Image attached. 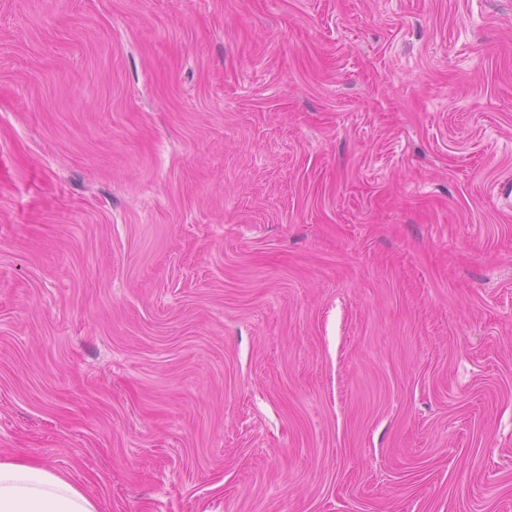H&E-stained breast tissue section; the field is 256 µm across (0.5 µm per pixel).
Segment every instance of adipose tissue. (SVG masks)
I'll use <instances>...</instances> for the list:
<instances>
[{"instance_id": "1", "label": "adipose tissue", "mask_w": 512, "mask_h": 512, "mask_svg": "<svg viewBox=\"0 0 512 512\" xmlns=\"http://www.w3.org/2000/svg\"><path fill=\"white\" fill-rule=\"evenodd\" d=\"M0 512H98V506L46 467L0 460Z\"/></svg>"}]
</instances>
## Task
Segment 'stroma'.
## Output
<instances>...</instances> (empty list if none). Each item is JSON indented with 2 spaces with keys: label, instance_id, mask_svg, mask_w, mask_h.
<instances>
[{
  "label": "stroma",
  "instance_id": "1",
  "mask_svg": "<svg viewBox=\"0 0 512 512\" xmlns=\"http://www.w3.org/2000/svg\"><path fill=\"white\" fill-rule=\"evenodd\" d=\"M0 459L512 512V0H0Z\"/></svg>",
  "mask_w": 512,
  "mask_h": 512
}]
</instances>
